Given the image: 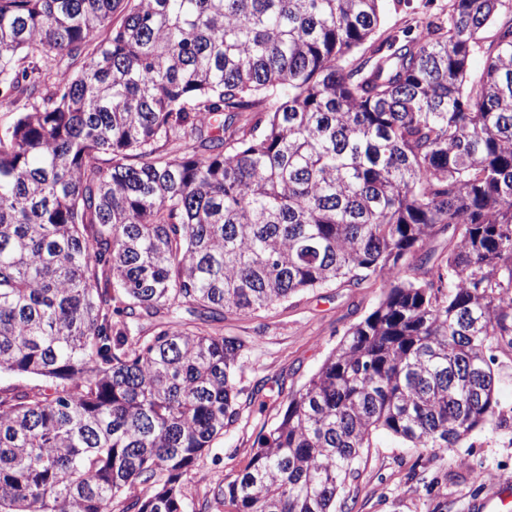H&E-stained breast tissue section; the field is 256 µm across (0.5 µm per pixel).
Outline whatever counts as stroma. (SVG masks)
Here are the masks:
<instances>
[{
    "mask_svg": "<svg viewBox=\"0 0 512 512\" xmlns=\"http://www.w3.org/2000/svg\"><path fill=\"white\" fill-rule=\"evenodd\" d=\"M448 0H384L376 39L409 33L419 36L427 17L443 15ZM379 289L325 288L305 291L261 317L234 315L219 323L227 336L253 340L236 376L251 388L261 378L285 380L286 392L268 398L263 411L217 439L198 466L183 479L188 498L200 497L204 482L215 483L245 467L263 422L274 421L298 389L336 347L344 332L376 305ZM482 464L490 474L474 483L461 458ZM512 486V431L485 427L460 448L424 454L390 440L366 449L350 485L351 512H488L487 502Z\"/></svg>",
    "mask_w": 512,
    "mask_h": 512,
    "instance_id": "obj_1",
    "label": "stroma"
}]
</instances>
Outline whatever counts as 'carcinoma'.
I'll return each mask as SVG.
<instances>
[{
    "mask_svg": "<svg viewBox=\"0 0 512 512\" xmlns=\"http://www.w3.org/2000/svg\"><path fill=\"white\" fill-rule=\"evenodd\" d=\"M379 2L0 0V375L52 383L0 390V512H336L380 435L503 426L512 0L378 42ZM332 287L380 298L187 503L267 385L210 326Z\"/></svg>",
    "mask_w": 512,
    "mask_h": 512,
    "instance_id": "carcinoma-1",
    "label": "carcinoma"
}]
</instances>
